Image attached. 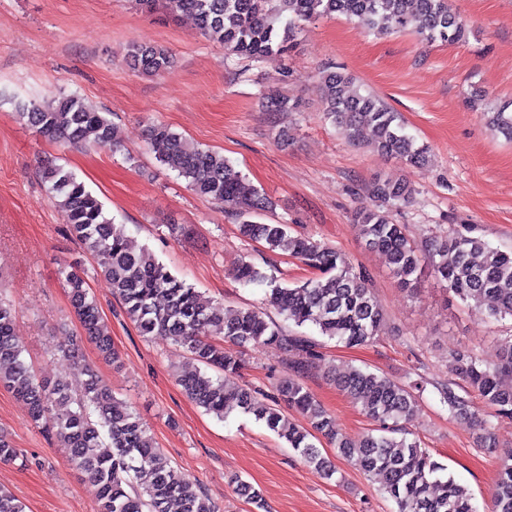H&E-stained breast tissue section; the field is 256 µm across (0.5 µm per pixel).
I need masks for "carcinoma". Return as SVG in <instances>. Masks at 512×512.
Segmentation results:
<instances>
[{"instance_id":"cac0c4a2","label":"carcinoma","mask_w":512,"mask_h":512,"mask_svg":"<svg viewBox=\"0 0 512 512\" xmlns=\"http://www.w3.org/2000/svg\"><path fill=\"white\" fill-rule=\"evenodd\" d=\"M170 10L191 15L201 34L224 44L228 56L263 61L289 51L301 24L328 15H340L369 32L402 33L414 22L426 41L458 43L467 37L462 20L449 0H167ZM130 67L145 75H159L172 64L169 51L158 45H132ZM320 97L326 119L351 142L370 133L382 153L413 167L428 163L429 149L406 131L398 113L381 100L353 88L352 76L342 69L324 72ZM19 116L42 137L72 146H117L115 128L101 112L86 108L75 95L60 96L43 107L32 103ZM490 124L512 140V113L503 109L489 116ZM146 142L158 162L177 171L198 195L224 204L239 220V234L262 242L274 252L286 251L320 276L294 286L264 276L253 264L240 263L233 277L242 284L265 281L268 302L284 320L298 327L311 325L329 339L349 346L371 342L383 311L369 286L368 275L338 259L336 249L308 237L292 235L285 224L255 221L271 201L255 191L241 192V173L224 155L191 149L180 134L164 124H150ZM42 178L63 214L69 233L93 257L109 281L112 295L143 337L176 336L204 370L179 375V385L197 406L218 418L234 411L255 419L286 438L307 464L331 478L336 468L314 443L321 436L333 442L362 473L379 480L382 494L397 512H478L470 490L443 475L436 461L407 427L423 377L393 380L351 368L336 374V384L361 404L365 415L378 423L357 439L336 433V424L313 393L301 382L318 360L317 343L307 336L290 335L273 320L252 309L225 317L221 309L201 299L160 263L147 248L133 249L123 231L106 217L103 204L75 174L61 165L47 164ZM410 183L379 179L369 187L371 207L355 212L357 234L365 247L385 255L399 287L413 291L431 273L464 304L483 308L494 320L512 318V253L488 245L479 237L452 234L428 238L417 246L402 225L392 222L390 208L412 195ZM60 275L69 289L74 313L83 334L106 361L119 355L102 322L100 306L83 272L65 264ZM236 346H274L291 353L293 376L276 385L280 399L296 407L308 427L284 425L278 403L257 401L258 391L231 383L240 360L224 351V342ZM59 376L37 380L14 336V311L0 300V386L13 390L27 405L32 421L46 428L67 449L71 461L96 483L101 512H221L201 486L173 465L154 445L138 413L115 401L112 390L83 361L79 344L58 350ZM452 378L435 386L438 400L450 419L472 421L481 430L480 443L495 447L492 430L503 419L512 421V336L504 339L498 360L487 363L469 348H459L449 360ZM85 376L79 396L70 378ZM490 409L482 415L473 397ZM150 480L137 485L141 474ZM0 512H24L23 504L0 489ZM492 512H512V451L498 471Z\"/></svg>"}]
</instances>
